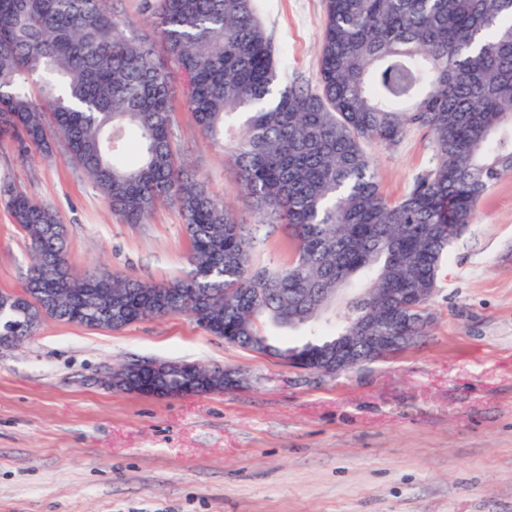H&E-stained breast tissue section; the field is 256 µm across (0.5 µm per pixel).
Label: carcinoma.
Segmentation results:
<instances>
[{
	"label": "carcinoma",
	"instance_id": "cac0c4a2",
	"mask_svg": "<svg viewBox=\"0 0 512 512\" xmlns=\"http://www.w3.org/2000/svg\"><path fill=\"white\" fill-rule=\"evenodd\" d=\"M135 31L112 0H0V138L64 148L127 224L161 204L180 211L188 270L156 286L69 273L52 206L3 188L27 234L21 289L0 292V336L46 318L118 331L139 321L98 295L189 314L233 345L286 360L266 328L310 335L389 334L391 308L416 293L404 335L434 320L448 249L481 197L512 172V0H325L314 88L278 78L254 0H140ZM203 133L239 171L244 198L288 231L290 259L253 266L238 214L183 170L171 72ZM431 135V166L401 199L379 192L364 144Z\"/></svg>",
	"mask_w": 512,
	"mask_h": 512
}]
</instances>
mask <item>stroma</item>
<instances>
[{
  "label": "stroma",
  "instance_id": "1",
  "mask_svg": "<svg viewBox=\"0 0 512 512\" xmlns=\"http://www.w3.org/2000/svg\"><path fill=\"white\" fill-rule=\"evenodd\" d=\"M287 77L316 83L324 0H254ZM181 160L245 224L237 172L174 105ZM379 190L404 196L429 166L412 129L369 143ZM52 205L75 275L162 285L188 268L178 209L127 224L66 160L0 139V187ZM32 256L0 199V292ZM427 336L335 377L289 367L172 314L112 331L48 318L0 348V512H512V174L454 241ZM148 359L239 372L221 393L153 398L109 388Z\"/></svg>",
  "mask_w": 512,
  "mask_h": 512
}]
</instances>
